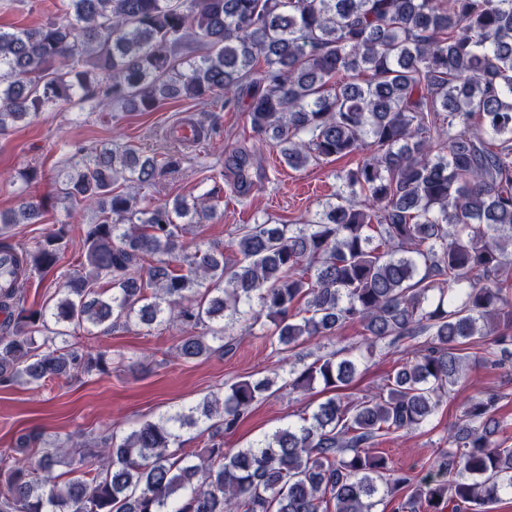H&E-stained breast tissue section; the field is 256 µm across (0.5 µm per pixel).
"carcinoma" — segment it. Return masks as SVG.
<instances>
[{"mask_svg":"<svg viewBox=\"0 0 512 512\" xmlns=\"http://www.w3.org/2000/svg\"><path fill=\"white\" fill-rule=\"evenodd\" d=\"M194 40L197 55L180 54ZM185 96L235 105L293 169L366 152L302 224H241L238 257L185 227L213 214L216 190L172 204L118 186H152L180 156L131 144L82 157L59 184L97 206L81 269L50 306L25 307L24 281L61 258L71 225L35 246L0 244V388L108 372L73 332L177 322L175 354L230 353L248 314L266 317L281 352L363 327L368 357L402 346L373 395L335 392L359 371L344 346L288 372V387L330 396L270 435L226 452L233 430L276 380L241 381L90 447L37 428L0 448V512H376L410 490L409 512H485L512 494V447L498 396L470 401L435 472L416 479L366 449L427 424L464 375L468 346L491 337L512 357V0H63V17L0 28V132L80 103L151 112ZM252 153L231 150L243 197ZM32 198L0 223L32 224ZM208 436L182 452V432ZM67 463L61 475L56 467Z\"/></svg>","mask_w":512,"mask_h":512,"instance_id":"obj_1","label":"carcinoma"}]
</instances>
